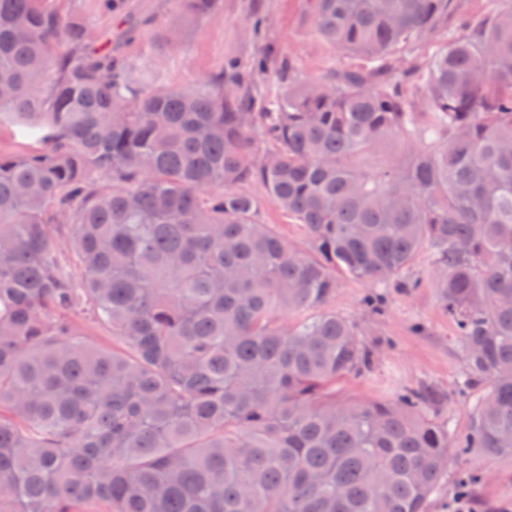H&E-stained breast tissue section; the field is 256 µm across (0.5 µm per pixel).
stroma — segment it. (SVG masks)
<instances>
[{
  "instance_id": "stroma-1",
  "label": "stroma",
  "mask_w": 512,
  "mask_h": 512,
  "mask_svg": "<svg viewBox=\"0 0 512 512\" xmlns=\"http://www.w3.org/2000/svg\"><path fill=\"white\" fill-rule=\"evenodd\" d=\"M102 0H45L62 15L85 19L94 38H111L112 47L133 75L148 74L170 86L193 84L223 72L228 61L254 71L258 58L291 64L298 79L322 78L358 68V58L342 53L314 32L306 0H217L204 18L180 16L179 0H125L127 13L111 15ZM252 196L265 223L301 250L310 247L301 224L288 217L257 182L240 184ZM410 288H382L380 312L364 304L370 293L363 282L340 277L331 303L337 313L355 322L373 354L370 369L337 386L342 398L379 400L410 387H429L438 400L434 417L452 421L467 433L477 390L457 387L466 369L461 340L441 308L431 281L428 255H420L410 272ZM481 474L469 485L471 512H512V457L491 458L473 451L449 462V475L429 502L427 512H454L458 493L455 473Z\"/></svg>"
}]
</instances>
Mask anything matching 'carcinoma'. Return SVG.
Instances as JSON below:
<instances>
[{
  "label": "carcinoma",
  "mask_w": 512,
  "mask_h": 512,
  "mask_svg": "<svg viewBox=\"0 0 512 512\" xmlns=\"http://www.w3.org/2000/svg\"><path fill=\"white\" fill-rule=\"evenodd\" d=\"M308 5L364 64L259 100L231 66L136 79L84 19L0 0V123L43 143L0 154V512H427L452 449L512 457V0L463 34L459 0ZM424 251L483 388L462 436L422 389L336 399L371 366L338 276L413 288ZM237 190L252 196L258 204L259 213L265 224H271L277 232L301 250L310 248L308 237L301 224L288 217L267 195L264 187L258 182H246L238 185ZM76 322L88 342L112 349V333L108 328L97 324L84 314L78 316Z\"/></svg>",
  "instance_id": "carcinoma-1"
}]
</instances>
